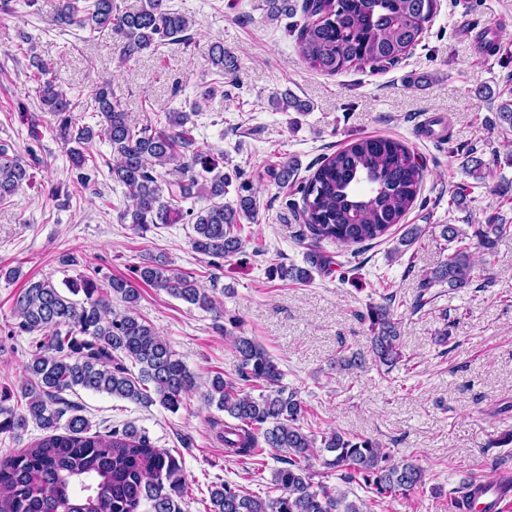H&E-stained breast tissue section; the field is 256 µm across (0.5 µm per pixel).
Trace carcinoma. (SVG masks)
<instances>
[{
    "mask_svg": "<svg viewBox=\"0 0 512 512\" xmlns=\"http://www.w3.org/2000/svg\"><path fill=\"white\" fill-rule=\"evenodd\" d=\"M435 10L436 0H303L297 52L311 68L328 75L393 65L420 41ZM54 24L111 35L127 61L167 42H190L192 19L170 8L167 0H141L133 11L121 10L116 0H92L85 7L77 0H60ZM32 67L41 103L56 117L59 138L68 145L76 181L89 185L104 165L112 181L125 188L130 204L119 212L121 223L142 234L152 225L185 220L193 226L192 248L213 259L211 265L217 268L220 260L241 252V218L255 217L256 201L248 194L250 187L241 183L236 204L224 203L227 188L242 173L232 177L217 170L215 157L196 146L189 123L199 113L198 104L138 127L129 122L112 81L105 80L86 103L99 117L98 127H78L71 117L74 103L47 78L50 67L37 60ZM497 119L502 135L512 132V98L498 107ZM100 136L110 144L111 154L99 163L88 147ZM173 161L182 177L167 181L159 169ZM40 164L34 154L26 161L0 144V202L29 181V170ZM297 171L298 162L285 158L278 182L294 181ZM422 187L423 167L405 143L381 136L359 138L322 157L301 181L304 228L317 242L346 248L379 240L402 223ZM189 198L204 199L207 205L197 210L172 205ZM469 228L466 232L443 225L444 241L459 246L424 275L413 311L428 304L424 295L436 285L457 290L473 282L477 265L465 240L489 251L512 230L491 220ZM305 263H279L275 274L307 283L313 272L325 273L335 261L317 251L307 254ZM99 274L95 269L67 284L69 297L47 277L28 280L13 298L15 322L4 336L30 335L34 350L21 388L23 411L9 405L13 391H0V434L18 438L33 423L44 436L0 459V512H139L143 506L147 512H183L186 486L174 455L153 446L131 424L106 434L91 431L89 420L64 394L84 390L178 412L195 379L136 313L139 289L143 284L159 288L208 311L217 310L215 301L190 274L160 255L144 258L128 277H108L104 286ZM80 293L84 299H74ZM114 300L125 309H112ZM395 302L396 295L386 294L359 314L371 333V362L387 371L404 358L400 323L391 312ZM235 328L224 332L239 357V380L258 385L260 393L255 397L217 374L204 399L230 418L218 433L226 456L251 461L267 452L283 463L273 472L280 494L263 499L226 482L211 489L209 512H364L362 505L347 500L346 492L314 484L311 458L318 446L330 454L324 459L327 468L342 472L346 483L363 482L375 502L406 499L424 485L420 466L394 462L391 450L375 439L336 431L317 434L305 426L304 403L283 384L278 364L254 338L233 334ZM127 359L138 366V374L127 367ZM493 493L512 494L511 471L500 472L491 482L463 483L449 493L448 512H468Z\"/></svg>",
    "mask_w": 512,
    "mask_h": 512,
    "instance_id": "carcinoma-1",
    "label": "carcinoma"
}]
</instances>
